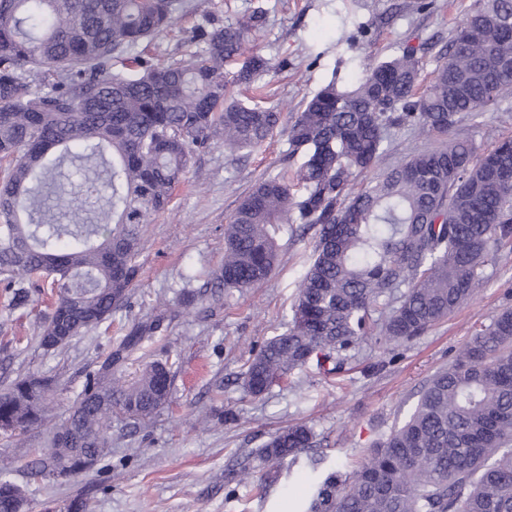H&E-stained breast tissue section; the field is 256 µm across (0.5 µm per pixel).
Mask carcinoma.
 <instances>
[{
  "instance_id": "cac0c4a2",
  "label": "carcinoma",
  "mask_w": 512,
  "mask_h": 512,
  "mask_svg": "<svg viewBox=\"0 0 512 512\" xmlns=\"http://www.w3.org/2000/svg\"><path fill=\"white\" fill-rule=\"evenodd\" d=\"M185 0H0V279L25 298L26 283L56 289L38 342L54 350L97 329L128 300L141 234L164 212L196 150L235 153L261 144L280 113L263 107L270 59L247 50L264 23L257 7L196 39L202 50L161 60L138 47L171 27ZM236 63L234 71L224 66ZM418 50L369 64L347 86L329 81L288 128L304 161L292 178L259 181L224 225L226 290L257 288L279 265L276 234L317 229L314 258L288 331L267 341L242 373L244 392L265 393L316 361L340 373L379 331L413 341L472 300L485 267L512 249V139L477 154L468 140L412 153L364 189L354 178L378 165L394 129L445 134L497 104L512 87V0H474L445 60L421 83ZM252 92L251 102L233 88ZM102 170L65 189L64 163ZM158 329L135 326L88 372L61 422L50 380L30 374L0 392V433L45 429L34 476L84 471L111 453L112 415L150 418L170 400L166 362L131 381L115 374ZM305 425L286 426L258 449L264 463L313 447ZM0 463V512H18ZM307 512H512V309L471 336L433 374L403 424L346 470L328 474Z\"/></svg>"
}]
</instances>
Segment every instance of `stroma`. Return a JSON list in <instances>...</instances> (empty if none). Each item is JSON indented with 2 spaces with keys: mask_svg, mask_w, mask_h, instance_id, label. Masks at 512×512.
<instances>
[{
  "mask_svg": "<svg viewBox=\"0 0 512 512\" xmlns=\"http://www.w3.org/2000/svg\"><path fill=\"white\" fill-rule=\"evenodd\" d=\"M186 0L173 32L148 51L162 59L199 50L193 36L259 7L266 24L250 35V49L281 66L270 75L269 105L283 125L332 78L354 81L363 67L420 48L430 78L473 0ZM235 154L214 144L195 153L169 209L145 227L140 273L128 303L111 323L47 351L36 339L35 316L51 303L47 281H34L23 304L0 282V389L17 375L54 381V413L64 417L95 368L138 322L162 316L154 336L122 365L126 377L152 361L173 364L171 399L146 423L113 418L111 455L77 475L46 482L31 476L44 436L0 439V459L25 489L23 512H65L75 496L87 512H298L318 477L359 459L417 401L429 377L448 366L462 344L500 311L512 308V255L486 268L478 295L447 320L393 353L365 345L340 374L316 364L245 395L246 361L287 331L290 307L313 255L316 234L285 229L281 262L259 288L224 291L210 281L224 262V226L240 199L263 177L294 172L303 160L286 133ZM452 136L477 152L512 137V88L498 107L464 118ZM304 424L315 445L296 460L261 463L256 452L280 428Z\"/></svg>",
  "mask_w": 512,
  "mask_h": 512,
  "instance_id": "35a3bbf8",
  "label": "stroma"
}]
</instances>
